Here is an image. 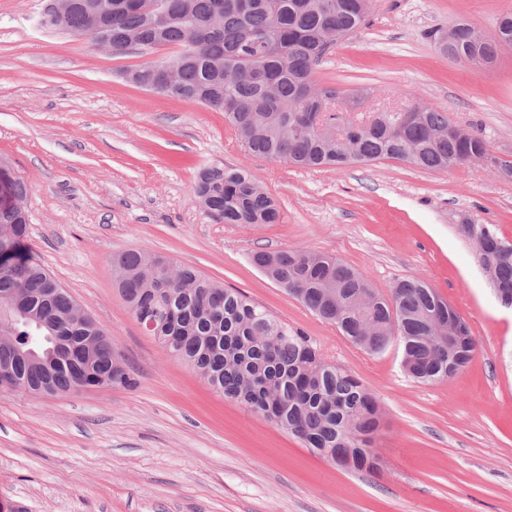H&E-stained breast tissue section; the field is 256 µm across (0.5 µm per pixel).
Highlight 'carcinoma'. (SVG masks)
<instances>
[{"label": "carcinoma", "mask_w": 512, "mask_h": 512, "mask_svg": "<svg viewBox=\"0 0 512 512\" xmlns=\"http://www.w3.org/2000/svg\"><path fill=\"white\" fill-rule=\"evenodd\" d=\"M373 0H73L67 34L99 43V8L112 5V50L135 41L177 71L178 99L217 112L251 154L302 168L342 169L381 159L449 170L489 150L476 135L448 138V113L423 107L409 121L394 110L354 120L329 107L337 88L307 84L330 52L331 33L359 29ZM512 49V12L493 34L477 37L456 23L454 59L476 65ZM196 195L224 224H274L280 213L248 173L230 165L205 169ZM28 220L0 210V310L18 301L29 319L0 318V366L16 391L53 395L78 386L135 385L112 337L47 269L22 252ZM467 239L483 236L485 266L512 299V248L492 224H460ZM263 275L365 352L402 350L405 372L422 383L447 380L473 360L479 342L461 315L424 279L397 281L389 294L338 258L304 249L256 251ZM116 284L137 321L152 319V336L225 398L287 431L318 454L352 458L351 468L376 472L372 450L380 430L376 397L327 361L310 337L275 319L239 291L193 268L143 251L112 259Z\"/></svg>", "instance_id": "carcinoma-1"}]
</instances>
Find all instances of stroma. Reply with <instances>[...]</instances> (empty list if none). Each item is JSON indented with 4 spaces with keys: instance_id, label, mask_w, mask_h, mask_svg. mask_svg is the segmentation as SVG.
<instances>
[{
    "instance_id": "35a3bbf8",
    "label": "stroma",
    "mask_w": 512,
    "mask_h": 512,
    "mask_svg": "<svg viewBox=\"0 0 512 512\" xmlns=\"http://www.w3.org/2000/svg\"><path fill=\"white\" fill-rule=\"evenodd\" d=\"M46 0H0V160L28 188L27 253L111 335L135 384L0 392V512H512V309L457 226L512 240V178L392 159L309 169L250 154L223 113L125 82L146 62L39 28ZM512 0H376L314 73L371 96L361 110L447 112L512 162V50L476 67L439 53L438 28L492 32ZM233 164L277 205L276 224L212 221L200 172ZM339 257L381 294L426 280L480 348L421 384L390 347L374 357L265 278L259 250ZM147 251L195 268L300 329L377 397V473L347 471L224 399L142 329L112 260Z\"/></svg>"
}]
</instances>
